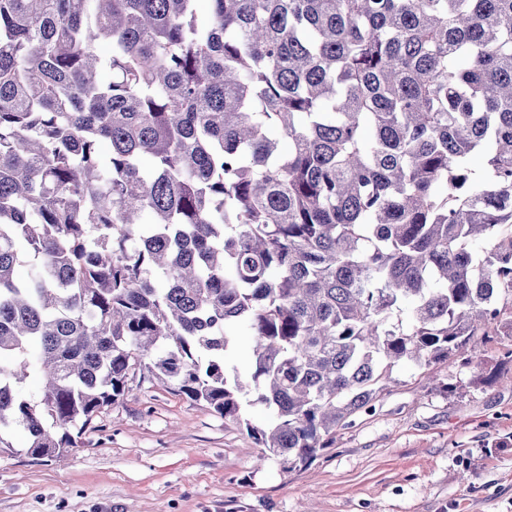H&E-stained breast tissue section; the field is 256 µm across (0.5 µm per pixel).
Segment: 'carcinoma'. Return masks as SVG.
<instances>
[{
	"label": "carcinoma",
	"instance_id": "1",
	"mask_svg": "<svg viewBox=\"0 0 512 512\" xmlns=\"http://www.w3.org/2000/svg\"><path fill=\"white\" fill-rule=\"evenodd\" d=\"M196 2L0 0V454L145 371L305 465L512 301V0ZM251 339L246 333L240 331L234 336L233 344L224 358V365L232 369L237 367L240 372H245L249 365Z\"/></svg>",
	"mask_w": 512,
	"mask_h": 512
}]
</instances>
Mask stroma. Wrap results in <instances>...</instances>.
<instances>
[{"mask_svg": "<svg viewBox=\"0 0 512 512\" xmlns=\"http://www.w3.org/2000/svg\"><path fill=\"white\" fill-rule=\"evenodd\" d=\"M0 455V512H512V308L477 353L397 363L369 413L308 466L261 456L245 426L155 378L78 448Z\"/></svg>", "mask_w": 512, "mask_h": 512, "instance_id": "stroma-1", "label": "stroma"}]
</instances>
